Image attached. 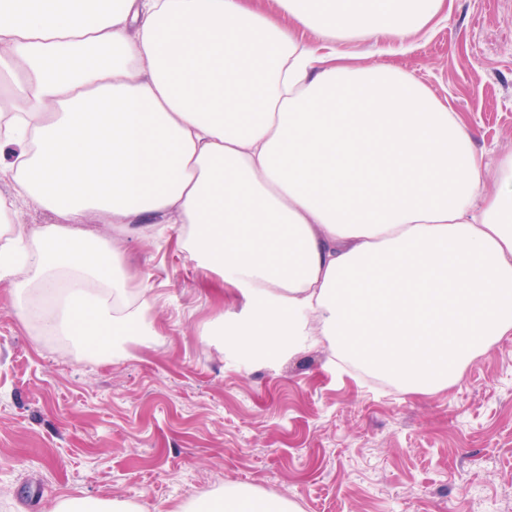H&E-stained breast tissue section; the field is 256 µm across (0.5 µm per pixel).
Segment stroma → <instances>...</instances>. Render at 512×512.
Returning <instances> with one entry per match:
<instances>
[{
    "mask_svg": "<svg viewBox=\"0 0 512 512\" xmlns=\"http://www.w3.org/2000/svg\"><path fill=\"white\" fill-rule=\"evenodd\" d=\"M359 64L411 73L490 159L512 153V0H452L410 40L352 39ZM127 243L159 339L85 358L36 340L0 286V512L54 498L176 512L232 485L299 512H512V337L448 390L420 395L339 367L328 344L255 356L204 328L242 322V296L177 245Z\"/></svg>",
    "mask_w": 512,
    "mask_h": 512,
    "instance_id": "obj_1",
    "label": "stroma"
}]
</instances>
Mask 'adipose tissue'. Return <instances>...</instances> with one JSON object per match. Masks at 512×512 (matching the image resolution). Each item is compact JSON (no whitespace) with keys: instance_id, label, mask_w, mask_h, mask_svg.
<instances>
[{"instance_id":"obj_1","label":"adipose tissue","mask_w":512,"mask_h":512,"mask_svg":"<svg viewBox=\"0 0 512 512\" xmlns=\"http://www.w3.org/2000/svg\"><path fill=\"white\" fill-rule=\"evenodd\" d=\"M0 0V284L82 354L151 343L120 241L168 224L245 299L271 351L321 337L425 394L512 335V154L488 165L461 113L338 42L404 41L446 0ZM493 171L498 190L483 189ZM53 214L30 226L25 210ZM111 218L104 237L84 230ZM48 512H148L59 497ZM178 512H297L234 486Z\"/></svg>"}]
</instances>
